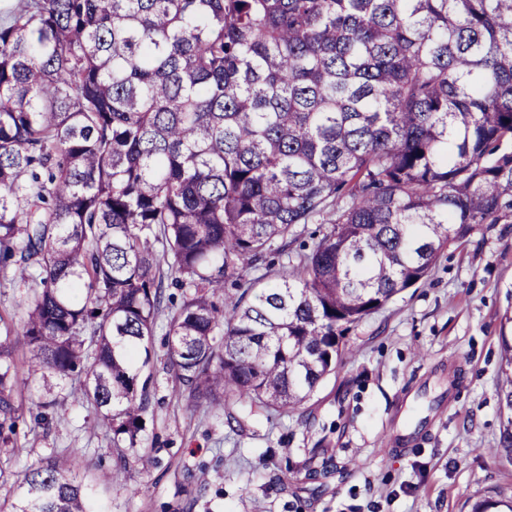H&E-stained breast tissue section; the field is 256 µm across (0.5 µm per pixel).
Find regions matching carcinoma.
<instances>
[{
	"label": "carcinoma",
	"instance_id": "obj_1",
	"mask_svg": "<svg viewBox=\"0 0 512 512\" xmlns=\"http://www.w3.org/2000/svg\"><path fill=\"white\" fill-rule=\"evenodd\" d=\"M511 140L512 0L0 8V270L27 296L21 322L0 313V445L17 446L29 378L74 376L126 468L164 311L192 397L300 405L352 327L472 225L512 219ZM300 224L319 225L307 253L290 249ZM272 253L282 271L260 288L247 272ZM167 277L193 289L177 306ZM18 487L0 512H91L69 456ZM472 512H512V497Z\"/></svg>",
	"mask_w": 512,
	"mask_h": 512
}]
</instances>
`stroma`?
Returning <instances> with one entry per match:
<instances>
[{"mask_svg": "<svg viewBox=\"0 0 512 512\" xmlns=\"http://www.w3.org/2000/svg\"><path fill=\"white\" fill-rule=\"evenodd\" d=\"M508 315L512 223L476 224L426 278L347 333L335 370L295 410L192 399L160 324L141 432L149 468L133 457L116 470L111 430L74 382L50 376L22 395L21 451L0 453V469L76 454L95 512H472L512 491V458L499 446ZM49 395L57 419L34 430Z\"/></svg>", "mask_w": 512, "mask_h": 512, "instance_id": "stroma-1", "label": "stroma"}]
</instances>
